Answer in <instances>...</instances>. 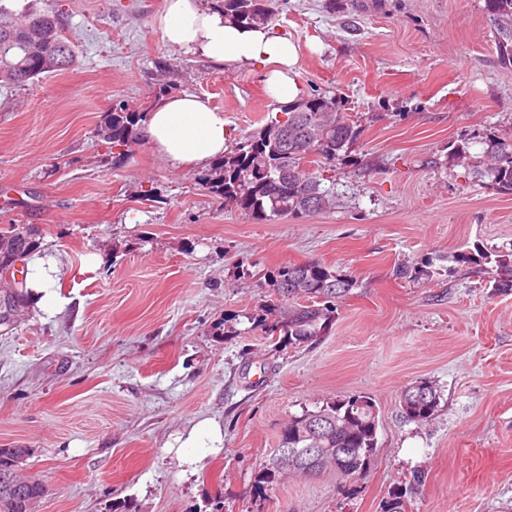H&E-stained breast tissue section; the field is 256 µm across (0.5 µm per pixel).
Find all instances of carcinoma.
Wrapping results in <instances>:
<instances>
[{
  "instance_id": "1",
  "label": "carcinoma",
  "mask_w": 512,
  "mask_h": 512,
  "mask_svg": "<svg viewBox=\"0 0 512 512\" xmlns=\"http://www.w3.org/2000/svg\"><path fill=\"white\" fill-rule=\"evenodd\" d=\"M211 7L238 24L262 26L272 22L271 0H211ZM489 20L498 40L502 58L512 61V0H486ZM77 54L64 31L60 14L30 7L15 13L0 0V87L34 84L46 73L62 72L74 65ZM335 111L327 112L325 108ZM334 96L307 95L279 108L286 119L275 117L251 132L220 159L202 178L210 192L259 222H273L282 216L304 217L331 207L336 191L322 185V171L307 172L306 163L330 164L348 153L362 129L337 111ZM148 110L123 108L107 115L100 124V136L126 151L139 142L140 123ZM488 163L477 171L480 180L492 188L512 193V142L493 140L487 144ZM41 231L33 224L0 227V241L14 248L0 251V298H10L28 309L26 282L13 278L17 262L40 248ZM498 278L492 292L512 291V254L495 256ZM276 295L268 314L273 322L255 318L252 324L265 328L277 346H304L331 329L336 302L351 294L357 280L341 275L317 261L288 263L270 276ZM424 396L415 388L401 392L400 408L408 422L420 423L438 409L440 396L429 382H423ZM378 420L368 396H352L317 411H307L281 430L279 447L296 449L298 472L316 473L333 464L327 452L352 448L340 474L361 475L366 456L377 447ZM29 456L27 448H0V512H31V503L44 494L41 482L26 477L12 487L9 479L17 464ZM283 475L278 457H273L254 480L263 492Z\"/></svg>"
}]
</instances>
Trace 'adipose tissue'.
Wrapping results in <instances>:
<instances>
[{"instance_id":"adipose-tissue-1","label":"adipose tissue","mask_w":512,"mask_h":512,"mask_svg":"<svg viewBox=\"0 0 512 512\" xmlns=\"http://www.w3.org/2000/svg\"><path fill=\"white\" fill-rule=\"evenodd\" d=\"M155 23L168 44L195 51L216 67L262 69L274 102L288 103L302 94L298 48L288 36L265 26L235 24L202 0H165ZM140 134L171 165L181 167L206 166L233 141L223 113L187 94L156 102Z\"/></svg>"}]
</instances>
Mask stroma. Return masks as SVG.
<instances>
[{
  "instance_id": "1",
  "label": "stroma",
  "mask_w": 512,
  "mask_h": 512,
  "mask_svg": "<svg viewBox=\"0 0 512 512\" xmlns=\"http://www.w3.org/2000/svg\"><path fill=\"white\" fill-rule=\"evenodd\" d=\"M165 0H6L59 11L77 62L0 89V226L40 227L59 307L0 327V448H26L39 512H512V195L475 173L512 142V64L485 0H274L304 94L363 128L326 177L335 208L260 223L143 142L103 140L105 115L170 93L206 99L242 139L277 112L264 74L166 43ZM472 256L469 264L458 254ZM318 261L358 281L321 340L276 348L249 315L268 277ZM429 266L413 281L396 266ZM440 395L425 423L400 394ZM354 395L378 411L362 477L328 469L254 489L283 426ZM224 444L197 466L201 420ZM494 261L498 278L493 280L492 292L512 291V254L495 255ZM415 383H422L424 396L416 398L413 394L416 389L412 387ZM440 396L427 381H416L405 387L400 396V408L404 419L409 422L420 423L431 418L438 409ZM221 429L219 424L211 419L201 421L196 428L190 433L185 446L187 448H199L194 446H202L201 448H217L214 442H221ZM212 446H208V442Z\"/></svg>"
}]
</instances>
